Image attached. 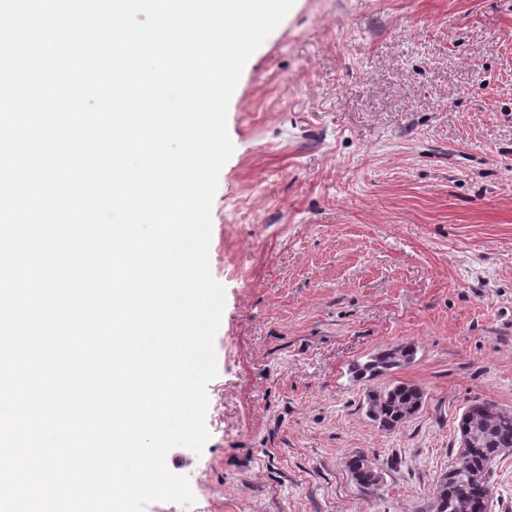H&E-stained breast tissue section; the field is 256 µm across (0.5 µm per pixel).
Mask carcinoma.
<instances>
[{"label": "carcinoma", "mask_w": 512, "mask_h": 512, "mask_svg": "<svg viewBox=\"0 0 512 512\" xmlns=\"http://www.w3.org/2000/svg\"><path fill=\"white\" fill-rule=\"evenodd\" d=\"M415 354L411 343L392 346L356 364L355 373L370 380L401 368L411 362ZM423 398L422 389L409 383H398L368 394L377 412L374 420L386 432L404 424L409 408L423 404ZM466 429L480 433V442L457 455L453 471L448 474V483L438 482L429 491L427 512H491L494 468L505 456L504 449L512 448V411H505L490 400L475 399L470 402L468 418L458 421L457 435H462ZM347 466L353 478L373 479V473L362 465L360 453H354Z\"/></svg>", "instance_id": "carcinoma-1"}]
</instances>
